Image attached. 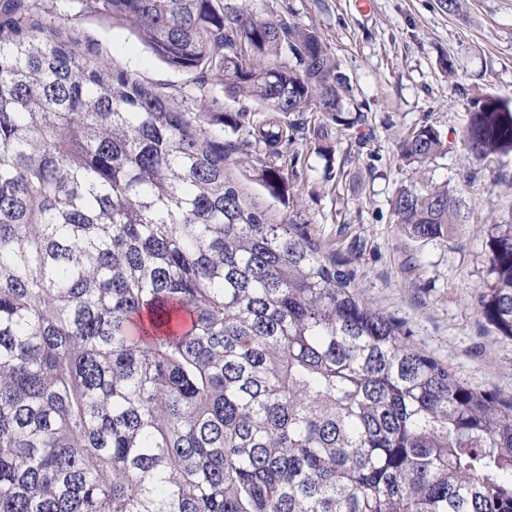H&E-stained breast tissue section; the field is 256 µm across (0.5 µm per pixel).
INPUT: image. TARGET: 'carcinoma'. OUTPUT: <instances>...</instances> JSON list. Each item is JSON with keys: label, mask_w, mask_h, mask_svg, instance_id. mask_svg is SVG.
Returning a JSON list of instances; mask_svg holds the SVG:
<instances>
[{"label": "carcinoma", "mask_w": 512, "mask_h": 512, "mask_svg": "<svg viewBox=\"0 0 512 512\" xmlns=\"http://www.w3.org/2000/svg\"><path fill=\"white\" fill-rule=\"evenodd\" d=\"M54 2L0 6V512H512V398L419 349L337 249L227 177L209 72L263 107L227 119L275 156L295 112L316 139L365 122L325 38L224 0H78L193 74L175 108ZM458 142L512 154V97L470 98ZM399 151L448 144L424 121ZM391 206L417 240L463 227L449 187ZM486 245L476 308L512 338V224Z\"/></svg>", "instance_id": "carcinoma-1"}]
</instances>
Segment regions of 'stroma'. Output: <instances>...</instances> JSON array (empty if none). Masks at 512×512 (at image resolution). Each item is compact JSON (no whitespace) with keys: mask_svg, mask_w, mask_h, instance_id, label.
<instances>
[{"mask_svg":"<svg viewBox=\"0 0 512 512\" xmlns=\"http://www.w3.org/2000/svg\"><path fill=\"white\" fill-rule=\"evenodd\" d=\"M262 17L291 7L293 22L318 30L350 79L356 103L370 107L366 126L311 135L313 115L295 114L297 163L270 158L264 147L244 145L241 134L225 141L246 154L228 177L266 220L309 225L347 259L364 300L403 319L417 347L432 354L464 382L512 396V339L496 335L473 304L487 279L486 230L512 221V154L479 160L468 156L457 134L468 100L483 93L512 96V0H459L455 13L437 0H227ZM68 23L92 39L101 55L169 89L186 87L187 75L152 57L128 23L102 19L71 4ZM449 59L452 71L441 61ZM434 125L448 151L409 163L399 144L420 122ZM275 163L290 189L271 196L255 170ZM476 180L465 181L468 171ZM446 185L460 192L462 234L433 241L411 239L396 224L391 199L403 186Z\"/></svg>","mask_w":512,"mask_h":512,"instance_id":"35a3bbf8","label":"stroma"}]
</instances>
